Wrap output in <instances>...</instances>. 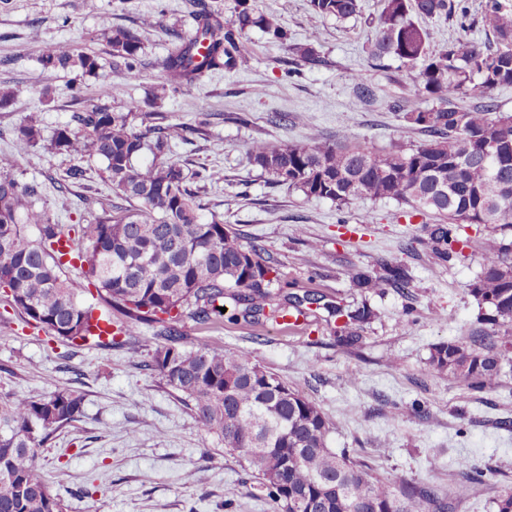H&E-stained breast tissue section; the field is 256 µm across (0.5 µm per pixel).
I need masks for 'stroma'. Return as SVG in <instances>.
<instances>
[{"label":"stroma","instance_id":"obj_1","mask_svg":"<svg viewBox=\"0 0 512 512\" xmlns=\"http://www.w3.org/2000/svg\"><path fill=\"white\" fill-rule=\"evenodd\" d=\"M250 2L277 16L282 38L248 29L253 54L247 63L172 91L163 86L161 62L172 31L194 27L192 0H0V88L14 94L0 108V166L20 182L38 183L39 205L61 224H85L122 206L102 181L98 163L50 151L44 142L78 111L73 86L82 85L89 97L111 86L113 29L137 32L143 66L111 108L125 111L133 100L149 122L188 127L186 139L172 142L168 158L192 171L224 173L223 182L205 191V218L257 244L292 292L317 290L376 313L351 349L340 345L335 324L321 311L298 327L241 321L207 328L187 319L183 335L248 351L321 409L330 448L369 462L376 477L435 488L449 512H493L494 501L512 489V368L502 369L491 388L475 392L428 364L434 345L469 340L477 325L468 285L479 270L478 246L491 228L462 225L463 254L445 262L427 235L431 216L405 217L388 199L340 210L272 183L251 165L246 152L256 139L279 145L313 135L332 142L346 134L378 149L422 142L424 134L402 114L426 108L427 101L402 61L371 57L379 0H363L360 14L343 24L314 18L309 0ZM453 3L450 17L426 22L432 45L451 42L464 24L471 38L495 42L482 20L484 0ZM146 16L153 26H142ZM58 42L96 53L99 70L89 75L45 68L42 53ZM293 44L311 46L316 63L286 69ZM358 73L375 90L364 109L354 97ZM31 121L44 142L17 152L16 132ZM78 167L84 177L70 179ZM366 212L372 223H361ZM383 261L405 268L407 292L368 294L353 285L351 272L378 271ZM155 347L152 328L144 326L123 347L67 349L47 330L28 325L0 295V397L61 389L83 397L81 414L39 452L64 512H274L262 492L243 487L236 459L150 368ZM464 456L484 470L481 482L461 475ZM85 482L91 494L80 492ZM233 487L239 494L231 501Z\"/></svg>","mask_w":512,"mask_h":512}]
</instances>
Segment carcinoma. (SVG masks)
<instances>
[{"mask_svg": "<svg viewBox=\"0 0 512 512\" xmlns=\"http://www.w3.org/2000/svg\"><path fill=\"white\" fill-rule=\"evenodd\" d=\"M312 13L343 23L360 12V0H310ZM235 19L221 22L210 9L195 12L193 35L173 33L162 62L172 90L193 85L206 74L232 71L252 55L246 30L257 27L276 38L281 27L272 14L256 13L237 0ZM452 12L450 0H381L372 57L394 56L417 69L414 84L431 105L404 114L427 139L377 150L349 137L327 143L310 137L274 146L255 140L247 149L251 165L307 198L327 199L343 208L361 200L394 199L409 212L429 213V239L439 257L462 253L456 230L463 224H490L479 246L481 272L469 285L481 327L471 344L453 340L433 346L428 363L462 380L474 391L490 387L502 367L512 365V114L498 112L491 93L512 85V10L485 0L483 18L497 47L490 48L463 28L451 43L430 47L419 20ZM115 61L112 96L124 93L140 71L138 35L124 28L109 37ZM46 68L99 69L98 57L69 44L47 48ZM375 97L355 76L359 105ZM72 122L59 127L48 149L88 156L100 163L103 180L130 204L119 216L105 211L86 224H58L33 204L38 186L0 173V290L27 321L48 329L73 348L110 349L114 334L109 311L125 318L124 334L142 326L157 341L151 367L190 406L204 431L224 444L277 512H448L431 487L404 479H379L371 467L327 445L328 422L321 409L249 353L219 344L189 343L180 324L200 325L243 317L256 325L280 323L290 311L308 316L322 310L339 326V342H360L359 330L372 309H349L319 291L281 295L277 269L247 246L231 227L204 219L201 186L219 183V169L187 172L165 158L171 142L190 129L177 124L140 127L139 105L115 112L105 101L82 100ZM41 140L29 122L17 130L15 145L26 150ZM155 161L137 163L144 152ZM74 247L78 276H67L62 240ZM355 287L378 293L409 288L405 269L382 265L380 273L357 272ZM95 290H90V287ZM227 311H221V308ZM82 396L61 390L47 396L0 399V512H63V505L39 465L43 447L81 413Z\"/></svg>", "mask_w": 512, "mask_h": 512, "instance_id": "obj_1", "label": "carcinoma"}]
</instances>
